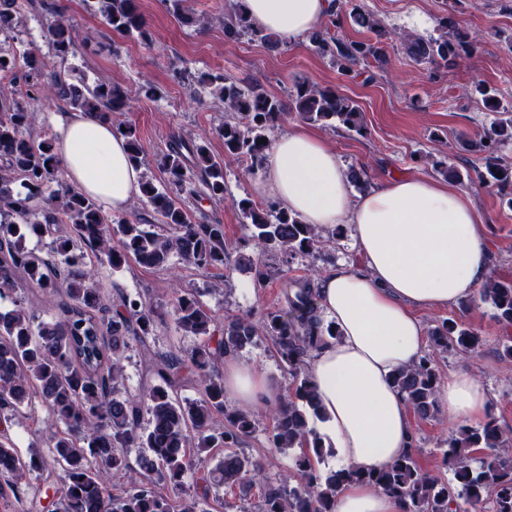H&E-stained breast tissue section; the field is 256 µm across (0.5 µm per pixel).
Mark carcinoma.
Segmentation results:
<instances>
[{
	"label": "carcinoma",
	"instance_id": "1",
	"mask_svg": "<svg viewBox=\"0 0 512 512\" xmlns=\"http://www.w3.org/2000/svg\"><path fill=\"white\" fill-rule=\"evenodd\" d=\"M349 17L375 34L353 40L331 28L318 27L310 41L343 74L373 60L387 63L379 23L359 11L354 0ZM102 22L113 32L144 42L151 39L138 0H92ZM21 0H0V35L15 38ZM224 34L250 36L268 44L279 39L253 27L242 0L224 14ZM44 38L55 56L66 60L81 49L102 52L110 44L94 43L60 19L47 26ZM419 60L453 64L473 52L466 36L443 31L428 40L408 44ZM45 62L34 53L18 55L0 48V297L25 279L43 293L63 297L59 317L42 318L23 299L0 311V420L8 424L23 416L21 407L35 398L46 407V445L50 456L18 451L6 431H0V497H13L17 512H226V495L240 491L246 501L258 489L256 512H332L337 492L347 483L363 482L400 498L404 512H465L461 504L491 499L494 512H512V437L490 418L483 424L461 426L446 441L443 461L454 483L422 471L412 449L391 465L360 472L341 467L323 473L322 437L314 428L321 412L314 386L305 373L306 357L324 337L338 336L324 324L315 290L304 278L291 281L288 307L266 313L257 324L248 317L231 318L220 325L194 289L177 293L173 321L186 336L195 338L184 352L159 355L151 341L167 312L137 294L119 295L115 304L103 302L89 269L92 259L117 271L132 263L164 269L173 257L203 274L224 270L229 254L224 225L196 220L181 196L193 179L202 182L213 200L224 199V165L206 142L182 139L169 144L158 167L166 177L163 187L145 176L140 201L151 207L157 223L144 224L107 217L90 198L67 183L54 152V139L30 129V102L57 94L77 112H98L111 119L115 132L127 141L130 156L142 164L143 145L133 126L114 118L129 108L128 92L119 85H88L74 70L53 72L44 78ZM197 82L224 101L228 119L216 128L224 154L243 158L255 173L263 168L270 143L267 131L286 114L285 104L264 90L243 88L221 73H202ZM25 95L16 96V84ZM484 108L499 114L467 150L484 154L485 171L479 181L498 188L502 202L512 208V166L498 160L500 148L512 142V110L486 88L480 90ZM291 109L302 119L363 134L360 105L332 87L295 85ZM20 182V189L13 184ZM248 220L250 238L263 254L316 259L341 226L323 235L324 227L306 224L274 202L258 204L249 198L233 200ZM67 224L70 231L59 232ZM47 241L42 256L22 245L25 237ZM494 318L512 326V280L490 275L480 291ZM270 342L280 364L294 379L281 398L267 429L270 447L299 449L295 479L275 484L260 476L259 465L239 445L256 429L253 416L224 405V377L216 364L226 354L238 353L260 340ZM430 343L445 351L467 355L482 339L453 319L429 330ZM134 345L144 358L147 382L137 392L124 385L122 357ZM198 386V397L183 400V387ZM394 387L422 419L438 413L439 373L425 354L413 366L393 375ZM139 448L136 464L128 450ZM215 464H210V461ZM57 469L53 496L25 499L20 484L34 472ZM123 482L112 492L108 476Z\"/></svg>",
	"mask_w": 512,
	"mask_h": 512
}]
</instances>
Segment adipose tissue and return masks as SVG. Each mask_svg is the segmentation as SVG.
Segmentation results:
<instances>
[{"instance_id": "ef3b65f1", "label": "adipose tissue", "mask_w": 512, "mask_h": 512, "mask_svg": "<svg viewBox=\"0 0 512 512\" xmlns=\"http://www.w3.org/2000/svg\"><path fill=\"white\" fill-rule=\"evenodd\" d=\"M253 25L296 40L336 12L335 0H244ZM56 152L67 181L105 209L125 210L140 191L141 171L110 121L83 112L53 115ZM263 194L304 223L352 225L359 260L328 272L318 306L340 335L306 360L327 443L345 467L379 469L413 443L410 408L392 374L424 354L420 310L470 298L491 271L488 234L470 192L404 173L352 194L336 153L307 130L272 144L259 184ZM224 389L244 406L277 399L255 370L228 360ZM449 417L471 424L491 410L486 391L465 372L449 374L438 394ZM402 501L353 482L333 512H403Z\"/></svg>"}]
</instances>
